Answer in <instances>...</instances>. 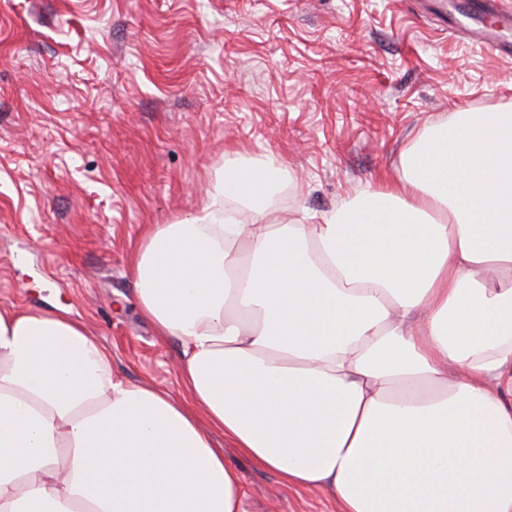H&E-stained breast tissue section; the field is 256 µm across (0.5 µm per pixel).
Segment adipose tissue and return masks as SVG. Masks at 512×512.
Returning <instances> with one entry per match:
<instances>
[{
  "mask_svg": "<svg viewBox=\"0 0 512 512\" xmlns=\"http://www.w3.org/2000/svg\"><path fill=\"white\" fill-rule=\"evenodd\" d=\"M280 179L225 166L135 252L183 398L66 316L0 309V512H241L212 426L342 512H512V113L429 125L318 224L268 223Z\"/></svg>",
  "mask_w": 512,
  "mask_h": 512,
  "instance_id": "1",
  "label": "adipose tissue"
}]
</instances>
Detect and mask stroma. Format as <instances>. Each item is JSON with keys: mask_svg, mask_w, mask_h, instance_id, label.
Returning <instances> with one entry per match:
<instances>
[{"mask_svg": "<svg viewBox=\"0 0 512 512\" xmlns=\"http://www.w3.org/2000/svg\"><path fill=\"white\" fill-rule=\"evenodd\" d=\"M0 0V308L67 315L113 373L177 395L181 345L140 316L148 225L239 158L288 174L268 220L335 212L400 168L426 122L512 110V55L466 37L512 0ZM242 512H341L224 435Z\"/></svg>", "mask_w": 512, "mask_h": 512, "instance_id": "1", "label": "stroma"}]
</instances>
